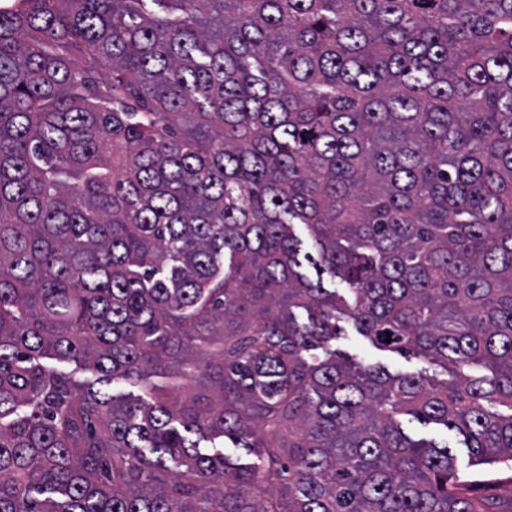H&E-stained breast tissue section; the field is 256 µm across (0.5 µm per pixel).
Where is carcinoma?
<instances>
[{
    "mask_svg": "<svg viewBox=\"0 0 512 512\" xmlns=\"http://www.w3.org/2000/svg\"><path fill=\"white\" fill-rule=\"evenodd\" d=\"M457 448L512 465V0L0 5V512H498ZM345 329V336L336 339V349L345 353L350 358L364 364H381L389 371L396 372H418L426 368L427 374L437 375L439 379L450 378L441 372V368L429 364L423 358H404L397 353L377 349L365 336H360L352 322H339Z\"/></svg>",
    "mask_w": 512,
    "mask_h": 512,
    "instance_id": "1",
    "label": "carcinoma"
}]
</instances>
